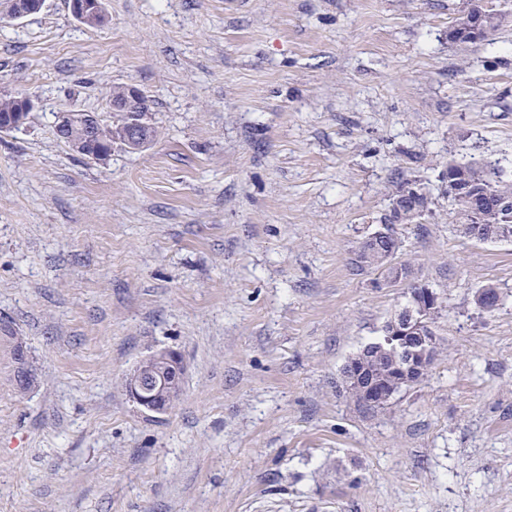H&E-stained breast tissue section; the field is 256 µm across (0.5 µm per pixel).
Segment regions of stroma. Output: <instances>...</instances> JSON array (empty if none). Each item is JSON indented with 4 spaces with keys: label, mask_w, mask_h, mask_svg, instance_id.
I'll use <instances>...</instances> for the list:
<instances>
[{
    "label": "stroma",
    "mask_w": 512,
    "mask_h": 512,
    "mask_svg": "<svg viewBox=\"0 0 512 512\" xmlns=\"http://www.w3.org/2000/svg\"><path fill=\"white\" fill-rule=\"evenodd\" d=\"M490 42L448 31L467 0H67L0 22V92L36 109L0 134V512H512V243L460 235L441 175L512 178V0ZM134 82L149 148L106 161L55 135ZM432 215L400 261L443 306L428 374L378 411L341 369L406 301L356 274L393 184ZM501 301L480 311L476 293ZM184 364L164 414L125 387ZM69 9L73 17L84 18L80 22L90 27L100 26L107 19L103 16L92 14L99 13L105 15L104 0H69ZM163 366L162 370L159 367ZM184 374V365L179 354L173 350L162 349L142 360L129 374L126 387L132 398L142 407L154 413H165L178 397L175 393L171 407L163 404L159 393L172 392L177 388ZM154 389L149 391V389Z\"/></svg>",
    "instance_id": "obj_1"
}]
</instances>
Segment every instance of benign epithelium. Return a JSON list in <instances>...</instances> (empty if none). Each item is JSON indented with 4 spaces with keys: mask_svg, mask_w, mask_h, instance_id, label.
<instances>
[{
    "mask_svg": "<svg viewBox=\"0 0 512 512\" xmlns=\"http://www.w3.org/2000/svg\"><path fill=\"white\" fill-rule=\"evenodd\" d=\"M15 6L3 12V17L9 21H16L30 14L40 11L44 0H13ZM69 9L73 17L82 18L88 14H105V0H69ZM144 99V92L135 83L125 85V96L121 100L111 101L114 112L125 113ZM21 107L13 114L11 119L4 123L10 131L24 126L35 108L34 100L28 96L20 98ZM128 130L119 140L105 136L103 124L95 116H87L81 121L83 143L91 148L90 158L96 161L106 160L112 153V144L120 141L130 150H138L147 146V133L140 128L134 120L127 122ZM393 274L383 279L387 286L409 285L420 288L417 273L408 266L391 263ZM437 301L430 292L415 294L410 299L409 306L399 310L382 328V335L376 345L394 357L404 359V365L395 368L393 385L402 382L411 385L424 378L428 368L433 363L435 354L433 347L435 338L428 332V320L435 314ZM14 362L21 370L20 380L23 383L32 381L33 372L29 366V355L22 348L15 352ZM184 374V365L179 354L173 350L162 349L152 353L142 360L129 374L126 387L132 398L142 407L154 413H165L169 410L168 404H163L158 394L173 391L179 385ZM345 377L359 385L368 403L375 405L389 400L390 395L385 393L379 382L367 380L363 371L348 364L344 368Z\"/></svg>",
    "mask_w": 512,
    "mask_h": 512,
    "instance_id": "7a95c632",
    "label": "benign epithelium"
}]
</instances>
